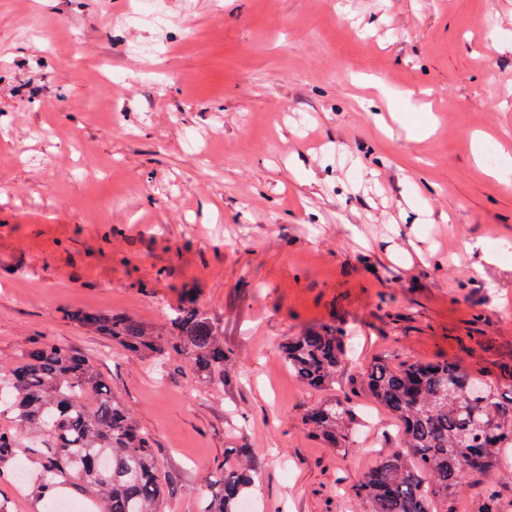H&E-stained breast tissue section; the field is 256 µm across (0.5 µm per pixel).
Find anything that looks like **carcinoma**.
Wrapping results in <instances>:
<instances>
[{"label": "carcinoma", "instance_id": "cac0c4a2", "mask_svg": "<svg viewBox=\"0 0 512 512\" xmlns=\"http://www.w3.org/2000/svg\"><path fill=\"white\" fill-rule=\"evenodd\" d=\"M64 317L127 356L163 368L185 360L198 382L224 380V330L195 300L168 316V329L113 313L69 307ZM288 369L306 386L330 384L348 357L347 338L322 325L282 346ZM364 379L372 397L403 424L397 447L361 479L355 495L372 512H435L434 497L454 500L467 479L486 477L485 512H497L492 481L499 451L512 448V400L456 361L374 360ZM355 412L341 401L305 417L308 432L337 448ZM0 476L22 460L36 464L32 493L44 507L69 487L94 497L95 512H160L165 487L152 437L87 357L38 340L0 372ZM255 483L252 470L224 468L208 490L204 512H242Z\"/></svg>", "mask_w": 512, "mask_h": 512}]
</instances>
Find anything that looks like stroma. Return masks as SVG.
<instances>
[{
  "instance_id": "1",
  "label": "stroma",
  "mask_w": 512,
  "mask_h": 512,
  "mask_svg": "<svg viewBox=\"0 0 512 512\" xmlns=\"http://www.w3.org/2000/svg\"><path fill=\"white\" fill-rule=\"evenodd\" d=\"M167 2L159 27L125 0H0V366L41 338L92 358L155 440L162 512H201L231 448L250 512H371L354 487L402 436L374 359L512 392V0ZM189 296L223 382L62 317L162 326ZM321 324L354 352L314 389L279 346ZM334 398L345 448L304 425Z\"/></svg>"
}]
</instances>
